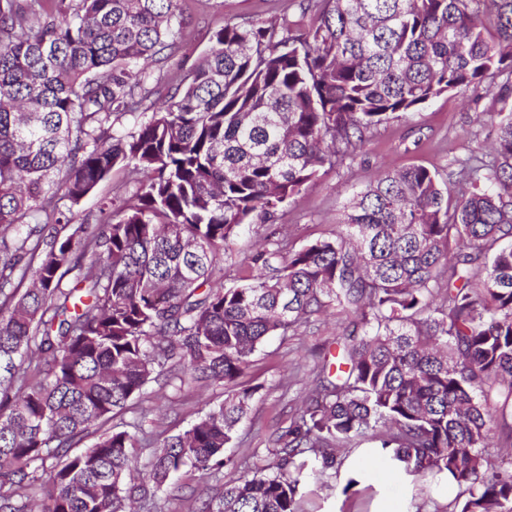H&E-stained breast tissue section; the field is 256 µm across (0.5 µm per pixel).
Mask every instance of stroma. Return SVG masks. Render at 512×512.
Listing matches in <instances>:
<instances>
[{
    "label": "stroma",
    "instance_id": "obj_1",
    "mask_svg": "<svg viewBox=\"0 0 512 512\" xmlns=\"http://www.w3.org/2000/svg\"><path fill=\"white\" fill-rule=\"evenodd\" d=\"M183 33L180 49L161 70L172 78L185 77L208 51L216 31L224 24L245 25L271 17L286 23L310 25L320 9L312 0L301 10L296 0H181ZM512 111V73L504 71L488 79L486 86L435 98L405 118L380 125L363 151L343 166L325 171L265 222L234 241L224 254L225 279L250 272V255L258 239L275 233L285 245L298 248L331 235L337 228L342 206L380 171L424 166L440 173L455 170V161L469 154L488 157L495 140V115ZM136 189L127 170L114 169L110 178L80 202H72L64 190H53V202L71 217L73 224H93L100 205L119 200ZM345 315L329 311L315 326L300 328L296 335L271 337L252 357L249 379L260 384L252 407L235 439L224 450L234 461L212 477L188 475L178 489L158 493V512H187L200 505L228 480L246 475L256 462L266 459L278 429L286 427L302 398L314 387L316 356L323 345L340 335ZM220 385L199 387L188 381L160 378L149 383L132 409L115 418L119 429L139 435H173L190 427L201 409L222 403ZM364 482L379 496L408 504L440 500L437 486H410L388 481L383 463L373 462Z\"/></svg>",
    "mask_w": 512,
    "mask_h": 512
}]
</instances>
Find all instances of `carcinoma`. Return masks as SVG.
Instances as JSON below:
<instances>
[{
	"label": "carcinoma",
	"instance_id": "carcinoma-1",
	"mask_svg": "<svg viewBox=\"0 0 512 512\" xmlns=\"http://www.w3.org/2000/svg\"><path fill=\"white\" fill-rule=\"evenodd\" d=\"M178 4L0 0V512H154L180 474L224 468L258 347L330 309L352 330L272 462L197 512H305L307 484L331 488L362 440L395 477L454 479L432 512H512V467L487 452L497 435L512 452L511 115L493 160L384 173L336 234L285 252L272 232L251 274L212 280L255 219L379 125L512 71V0H325L309 28L226 24L163 94L147 66L179 49ZM117 166L137 191L60 234L71 218L47 192L77 203ZM167 365L224 402L147 443L152 489L132 483L126 430L69 454Z\"/></svg>",
	"mask_w": 512,
	"mask_h": 512
}]
</instances>
